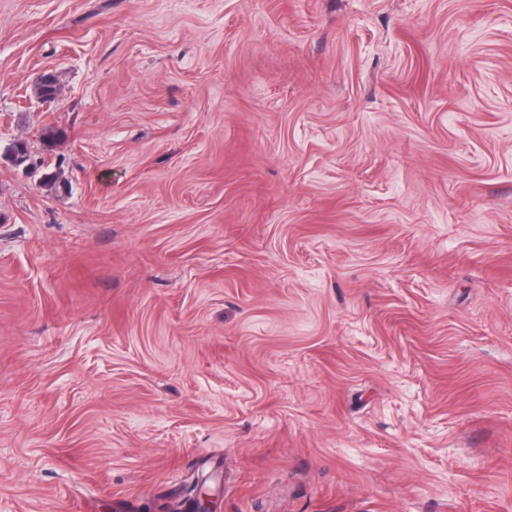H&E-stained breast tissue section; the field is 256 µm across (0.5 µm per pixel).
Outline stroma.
<instances>
[{
  "instance_id": "stroma-1",
  "label": "stroma",
  "mask_w": 512,
  "mask_h": 512,
  "mask_svg": "<svg viewBox=\"0 0 512 512\" xmlns=\"http://www.w3.org/2000/svg\"><path fill=\"white\" fill-rule=\"evenodd\" d=\"M201 482L512 512V0H0V512Z\"/></svg>"
}]
</instances>
